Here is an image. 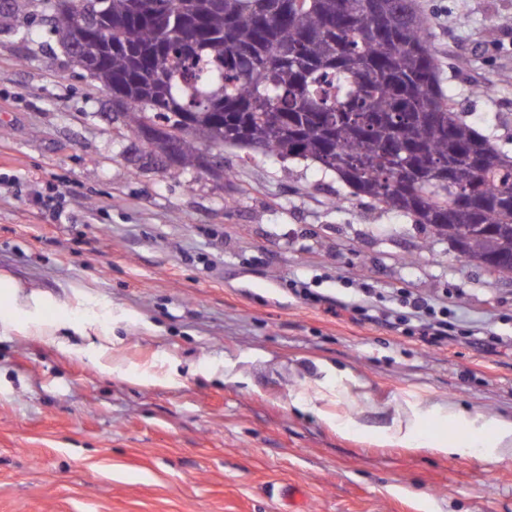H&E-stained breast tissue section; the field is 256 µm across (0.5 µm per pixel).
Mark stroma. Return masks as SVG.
Listing matches in <instances>:
<instances>
[{
  "instance_id": "stroma-1",
  "label": "stroma",
  "mask_w": 512,
  "mask_h": 512,
  "mask_svg": "<svg viewBox=\"0 0 512 512\" xmlns=\"http://www.w3.org/2000/svg\"><path fill=\"white\" fill-rule=\"evenodd\" d=\"M419 2L458 110L512 154V0ZM6 6L0 273L112 333L0 338V512H290L288 485L304 512H512V456L349 438L288 399L329 363L372 427L421 395L511 418L512 281L310 161L228 146L231 180L172 176L63 52L47 0ZM363 287L393 312L447 304L455 340L337 313Z\"/></svg>"
}]
</instances>
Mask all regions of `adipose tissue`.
Returning a JSON list of instances; mask_svg holds the SVG:
<instances>
[{"label":"adipose tissue","instance_id":"adipose-tissue-1","mask_svg":"<svg viewBox=\"0 0 512 512\" xmlns=\"http://www.w3.org/2000/svg\"><path fill=\"white\" fill-rule=\"evenodd\" d=\"M45 299L35 291H26L19 280L0 274V335L54 336L64 328L79 334L94 330L96 335H109L106 327L90 328L80 321L55 322L43 315ZM321 380L293 394L292 403L304 411L335 425L343 435H373L374 439L404 448L424 449L441 457L471 455L495 462L512 455V419L490 418L467 409H456L447 402L419 397L409 403L404 416L381 427H368L359 420L353 408L343 402L357 379L347 370L321 365ZM342 404L341 412H331L332 403ZM457 426L458 434H449V426Z\"/></svg>","mask_w":512,"mask_h":512}]
</instances>
